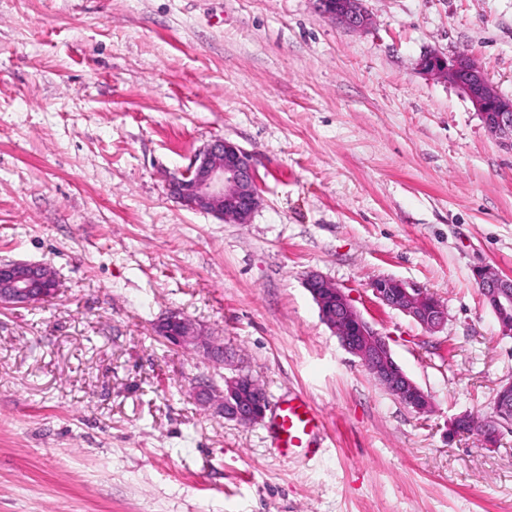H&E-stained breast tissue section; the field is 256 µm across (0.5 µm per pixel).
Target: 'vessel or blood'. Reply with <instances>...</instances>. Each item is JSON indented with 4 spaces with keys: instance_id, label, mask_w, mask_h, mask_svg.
Segmentation results:
<instances>
[{
    "instance_id": "vessel-or-blood-1",
    "label": "vessel or blood",
    "mask_w": 512,
    "mask_h": 512,
    "mask_svg": "<svg viewBox=\"0 0 512 512\" xmlns=\"http://www.w3.org/2000/svg\"><path fill=\"white\" fill-rule=\"evenodd\" d=\"M272 437L280 453L318 447L322 421L310 401L297 394L279 402L272 414Z\"/></svg>"
}]
</instances>
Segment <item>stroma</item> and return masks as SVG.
I'll return each instance as SVG.
<instances>
[{"label":"stroma","mask_w":512,"mask_h":512,"mask_svg":"<svg viewBox=\"0 0 512 512\" xmlns=\"http://www.w3.org/2000/svg\"><path fill=\"white\" fill-rule=\"evenodd\" d=\"M363 31L315 0H0V264L54 271L0 308V512H512V430L449 437L512 378L477 288L512 277V150L427 52L512 95V0H366ZM250 152L262 204L235 224L169 180L217 140ZM343 288L429 395L420 415L325 325ZM428 291L430 333L371 285ZM178 311L224 365L155 332ZM250 374L301 392L325 446L279 454L267 421L197 405Z\"/></svg>","instance_id":"obj_1"}]
</instances>
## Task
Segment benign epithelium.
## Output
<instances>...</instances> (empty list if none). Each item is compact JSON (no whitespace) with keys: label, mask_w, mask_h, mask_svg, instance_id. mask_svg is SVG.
Here are the masks:
<instances>
[{"label":"benign epithelium","mask_w":512,"mask_h":512,"mask_svg":"<svg viewBox=\"0 0 512 512\" xmlns=\"http://www.w3.org/2000/svg\"><path fill=\"white\" fill-rule=\"evenodd\" d=\"M319 11L340 26L362 31L371 25L364 0H317ZM419 70L442 76L468 99L486 129L512 150V97L501 94L482 67L469 56L447 59L431 52L419 61ZM174 198L182 206L211 213L238 224L246 223L261 204L252 156L226 140L203 148L189 167L170 180ZM483 300L491 308L503 336L512 335V279L484 265L474 269ZM305 288L316 303L323 323L338 336L341 345L359 358L374 380L417 413H426L431 402L425 391L395 361L388 338L362 316L350 296L318 273L305 279ZM57 292L53 272L26 263L0 264V306L20 307L38 303ZM372 293L382 304L413 319L430 333L448 319L447 308L424 290L393 278L377 280ZM156 333L168 344L191 350L217 364L224 363V347L192 319L173 311L156 325ZM512 393V380L504 383L494 400L493 412L481 438L493 445L512 422L503 418L500 402ZM198 403L228 420L252 424L265 416L269 401L265 390L249 375L238 372L224 378V388L198 387Z\"/></svg>","instance_id":"7a95c632"}]
</instances>
